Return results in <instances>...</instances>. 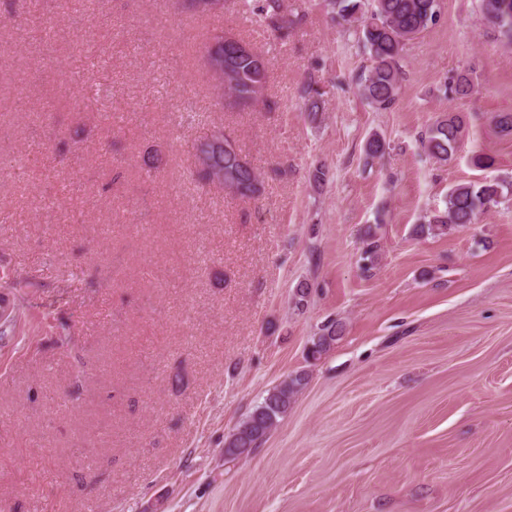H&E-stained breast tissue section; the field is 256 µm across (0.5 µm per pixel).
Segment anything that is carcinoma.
Wrapping results in <instances>:
<instances>
[{
	"instance_id": "obj_1",
	"label": "carcinoma",
	"mask_w": 512,
	"mask_h": 512,
	"mask_svg": "<svg viewBox=\"0 0 512 512\" xmlns=\"http://www.w3.org/2000/svg\"><path fill=\"white\" fill-rule=\"evenodd\" d=\"M485 21L498 31L506 44H512V0H479ZM333 13L347 23L355 22V33L370 65L361 80L359 94L379 110L393 106L401 89L400 60L409 41L435 24L440 15L439 0H326ZM261 21L278 37L285 39L298 21L288 17L284 0H265L258 9ZM244 42L224 32L208 38L202 47L204 66L215 53L224 54L231 66L234 84L229 95L217 93L216 111L224 110L225 101L246 110L258 104L267 86L270 61L261 52L243 48ZM464 120L458 115L436 120L427 130L423 144L429 156L440 162L451 159L462 136ZM210 145L211 165L193 169L192 179L201 186L223 189L217 174L236 183L239 197L251 199L260 192L261 183L255 169L242 156L234 139L224 133V126L213 125L197 138L193 149ZM385 139L377 133L364 143L366 157L384 155ZM505 185L494 181L458 184L448 191L444 207L426 217V223L415 225L417 236L444 235L464 224L476 223L480 216L503 194ZM17 319L0 317V345L7 346L15 337ZM342 323L330 320L312 338L310 354L316 359L326 353L341 336ZM308 384V374L296 372L272 387L263 400L239 423L225 440L224 456L232 460L249 456L266 439L269 432L285 417L297 396Z\"/></svg>"
}]
</instances>
